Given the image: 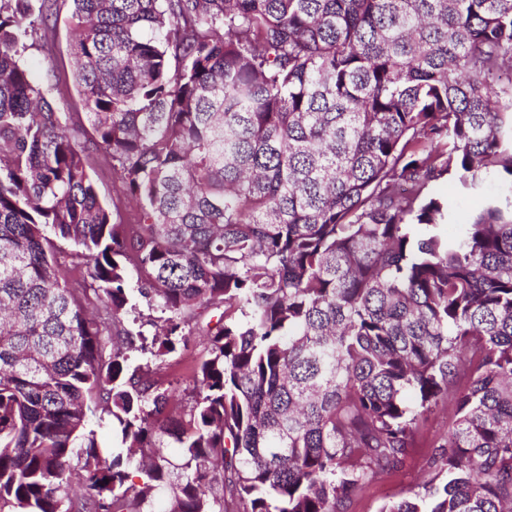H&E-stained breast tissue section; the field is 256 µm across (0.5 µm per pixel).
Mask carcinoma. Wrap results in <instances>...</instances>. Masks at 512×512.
Returning a JSON list of instances; mask_svg holds the SVG:
<instances>
[{"label":"carcinoma","instance_id":"obj_1","mask_svg":"<svg viewBox=\"0 0 512 512\" xmlns=\"http://www.w3.org/2000/svg\"><path fill=\"white\" fill-rule=\"evenodd\" d=\"M58 2L0 0V512H348L441 406L382 512H512V0H70L84 124ZM70 4L61 5L55 22L45 36L39 38L28 52L34 76L48 86V100L54 111L72 113L84 118L74 81V61L69 53L71 25ZM94 157L91 174L96 182L100 198L111 211L117 208L121 213L126 214L129 208L117 191L119 183L113 177L112 168L102 160L100 154H96ZM203 346L202 338L193 336L183 352L177 351L170 354L154 366V368L157 367L154 370V378L162 383L164 387L176 389V395L179 398L184 396V391L188 388V382H186L187 365L193 358L201 354ZM453 420L451 407H439L430 413L413 452L402 464L377 474L367 482L351 501L348 512H381L384 505L403 497L412 490H422L430 478V458L438 453L448 439V425Z\"/></svg>","mask_w":512,"mask_h":512}]
</instances>
